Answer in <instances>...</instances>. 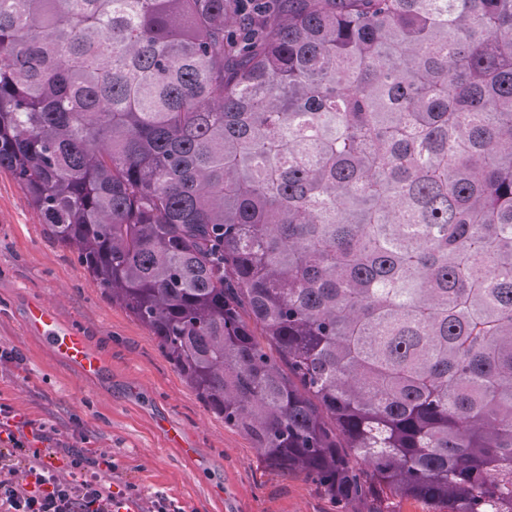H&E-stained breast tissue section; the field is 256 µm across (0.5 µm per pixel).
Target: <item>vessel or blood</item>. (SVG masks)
Listing matches in <instances>:
<instances>
[{
  "instance_id": "1",
  "label": "vessel or blood",
  "mask_w": 512,
  "mask_h": 512,
  "mask_svg": "<svg viewBox=\"0 0 512 512\" xmlns=\"http://www.w3.org/2000/svg\"><path fill=\"white\" fill-rule=\"evenodd\" d=\"M27 326L32 332L42 336L58 355L84 375L98 373L100 361L90 351L84 337L77 331L64 328L50 307L41 303L33 305L29 311Z\"/></svg>"
}]
</instances>
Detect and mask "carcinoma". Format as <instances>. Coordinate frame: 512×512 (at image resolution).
Masks as SVG:
<instances>
[{
  "instance_id": "obj_1",
  "label": "carcinoma",
  "mask_w": 512,
  "mask_h": 512,
  "mask_svg": "<svg viewBox=\"0 0 512 512\" xmlns=\"http://www.w3.org/2000/svg\"><path fill=\"white\" fill-rule=\"evenodd\" d=\"M0 171L266 465L512 512V0H0Z\"/></svg>"
}]
</instances>
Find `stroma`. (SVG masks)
<instances>
[{
  "label": "stroma",
  "instance_id": "stroma-1",
  "mask_svg": "<svg viewBox=\"0 0 512 512\" xmlns=\"http://www.w3.org/2000/svg\"><path fill=\"white\" fill-rule=\"evenodd\" d=\"M53 308L99 357L92 378L25 328L29 307ZM0 405L43 429L26 455L85 457L127 512H345L311 478L260 460L250 439L196 396L149 329L113 305L59 243L19 183L0 172ZM176 431L179 442L166 438Z\"/></svg>",
  "mask_w": 512,
  "mask_h": 512
}]
</instances>
